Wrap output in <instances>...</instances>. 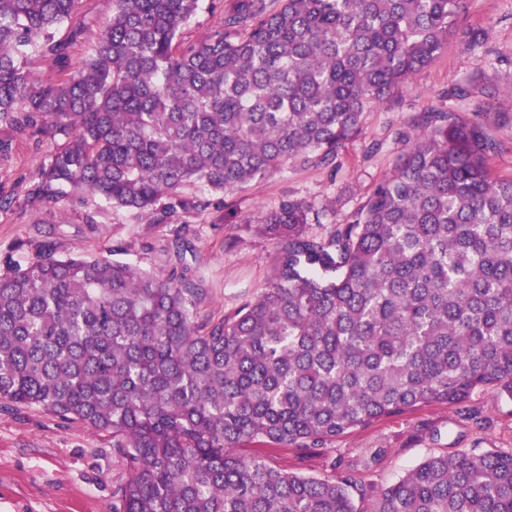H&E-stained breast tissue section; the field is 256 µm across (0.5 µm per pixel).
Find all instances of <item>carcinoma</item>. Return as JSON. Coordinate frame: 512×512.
Listing matches in <instances>:
<instances>
[{"label":"carcinoma","instance_id":"obj_1","mask_svg":"<svg viewBox=\"0 0 512 512\" xmlns=\"http://www.w3.org/2000/svg\"><path fill=\"white\" fill-rule=\"evenodd\" d=\"M78 0H0V127L53 141L39 198L69 192L167 224L288 163L332 168L369 105L429 66L460 0H112L78 66ZM68 26L66 39L57 31ZM50 56L58 78L33 60ZM498 143L452 110L425 112L391 176L324 235L282 199L261 292L221 319L204 290L128 262L60 256L44 240L0 268V401L112 435L129 477L112 512H358L348 470L274 469L384 417L512 398V178ZM374 512H512V448L430 457ZM218 22L217 16H212L206 9V1L203 2L200 9L197 11L193 23L186 28V36L190 39L196 40L202 38L209 32Z\"/></svg>","mask_w":512,"mask_h":512}]
</instances>
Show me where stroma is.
Wrapping results in <instances>:
<instances>
[{"label":"stroma","instance_id":"1","mask_svg":"<svg viewBox=\"0 0 512 512\" xmlns=\"http://www.w3.org/2000/svg\"><path fill=\"white\" fill-rule=\"evenodd\" d=\"M111 13L112 0H79L83 34L72 50L74 60L84 58ZM462 16L468 26L486 32L488 51L450 39L447 49L387 103L366 108L361 133L340 150L335 171L291 164L233 194L214 196L208 210L181 215L172 225L133 218L89 195L29 201L50 141L0 128V196L8 199L0 206V259L27 266L36 241L46 237L61 256L108 257L120 245L121 260L141 269L163 277L190 272L206 290L201 314L220 318L256 296L274 266L276 248L260 231V217L290 196L326 210L328 220L346 223L393 171L418 131L421 113L449 108L464 122L482 124L499 144L489 162L491 175L512 177V0H462ZM454 87L466 89V96L448 97ZM179 226L187 229L188 245L177 258L165 246ZM469 406L484 418L482 427L463 420L456 407L428 404L354 430L304 459L294 449H278L269 463L315 477L352 469L374 490L357 500L358 512H374L375 492L426 458L466 448H512V398L485 387ZM378 450L383 456L376 462L372 456ZM127 477L110 435L36 407L0 403V512H112V488Z\"/></svg>","mask_w":512,"mask_h":512}]
</instances>
